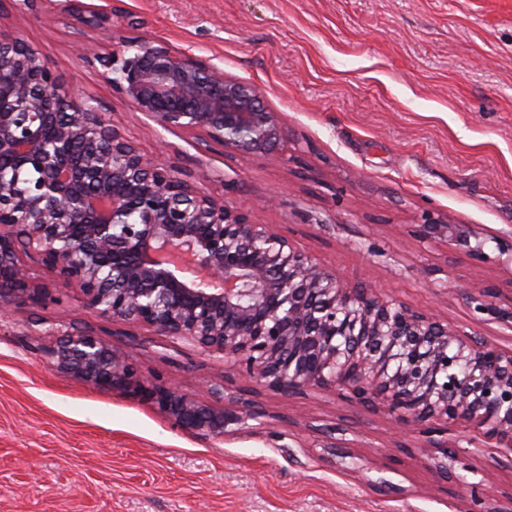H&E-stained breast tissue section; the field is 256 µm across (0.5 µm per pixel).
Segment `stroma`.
Masks as SVG:
<instances>
[{"label":"stroma","instance_id":"35a3bbf8","mask_svg":"<svg viewBox=\"0 0 512 512\" xmlns=\"http://www.w3.org/2000/svg\"><path fill=\"white\" fill-rule=\"evenodd\" d=\"M95 35L68 0H15L0 30L36 49L142 152L229 209L285 235L349 285L380 289L512 348V328L474 312L471 293L512 287L493 261L512 244V0H86ZM163 43L260 88L287 136L239 155L198 132L134 112L98 60ZM488 239L489 263L411 240L423 213ZM101 335L145 378L218 412L238 410L223 355L112 322L70 289L0 314V512H468L494 482L512 512V452L453 428L437 469L390 415L328 392L256 388L259 419L187 430L150 401L65 377L46 347ZM224 384L223 396L209 393ZM352 443L348 458L330 448Z\"/></svg>","mask_w":512,"mask_h":512}]
</instances>
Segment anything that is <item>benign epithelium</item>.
<instances>
[{"instance_id": "obj_1", "label": "benign epithelium", "mask_w": 512, "mask_h": 512, "mask_svg": "<svg viewBox=\"0 0 512 512\" xmlns=\"http://www.w3.org/2000/svg\"><path fill=\"white\" fill-rule=\"evenodd\" d=\"M95 60L133 111L164 128L198 131L241 155H272L286 137L257 86L191 54L148 42ZM410 237L490 260L486 241L441 215H426ZM32 254L87 306L221 353L246 384L357 401L396 416L425 448H448V427L460 426L512 451V349L347 285L287 237L156 164L32 47L0 31L1 310L48 290L22 262ZM472 303L512 326V303L483 294ZM45 353L59 374L140 395L186 429L222 434L260 417L247 400L218 413L158 378L145 383L93 333L64 336Z\"/></svg>"}]
</instances>
